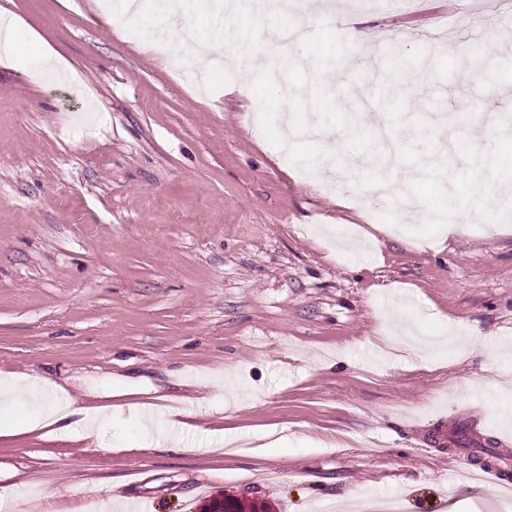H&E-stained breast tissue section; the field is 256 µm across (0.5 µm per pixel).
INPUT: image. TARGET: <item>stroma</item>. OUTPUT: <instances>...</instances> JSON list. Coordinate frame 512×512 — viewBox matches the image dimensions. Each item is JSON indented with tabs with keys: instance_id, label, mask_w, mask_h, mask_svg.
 Instances as JSON below:
<instances>
[{
	"instance_id": "obj_1",
	"label": "stroma",
	"mask_w": 512,
	"mask_h": 512,
	"mask_svg": "<svg viewBox=\"0 0 512 512\" xmlns=\"http://www.w3.org/2000/svg\"><path fill=\"white\" fill-rule=\"evenodd\" d=\"M361 51L333 68L346 117L420 81L409 116L453 111L434 162L466 169L512 102V13L485 0H334ZM106 0H0L20 49L76 74L41 79L0 55V370L112 407L99 446L0 436V496L25 512H204L230 496L271 512H344L404 496L408 512H502L512 481V228L384 237L338 253L322 224L372 229L401 190L357 202L364 151L318 173L256 139L254 60L210 94L169 48L106 25ZM457 32L427 42L435 26ZM487 101L477 124L468 96ZM400 300L451 344L413 354L382 324ZM154 410L142 422L127 410ZM287 430L285 445L265 435ZM234 436L210 448L212 432ZM448 435L447 443L435 439ZM486 469L482 481L460 472Z\"/></svg>"
}]
</instances>
